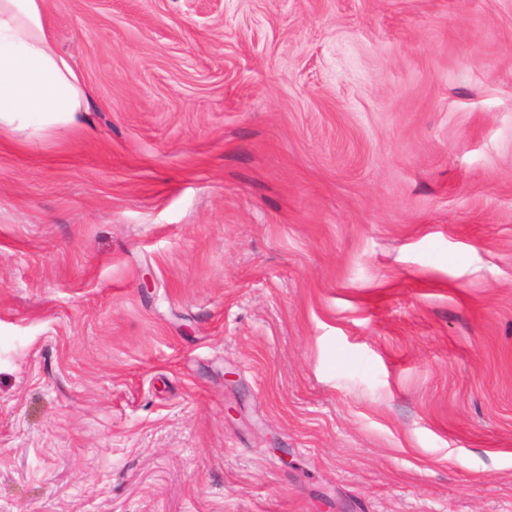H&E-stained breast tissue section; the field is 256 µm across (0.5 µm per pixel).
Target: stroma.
Here are the masks:
<instances>
[{
    "label": "stroma",
    "mask_w": 512,
    "mask_h": 512,
    "mask_svg": "<svg viewBox=\"0 0 512 512\" xmlns=\"http://www.w3.org/2000/svg\"><path fill=\"white\" fill-rule=\"evenodd\" d=\"M46 4L0 512H512V0Z\"/></svg>",
    "instance_id": "stroma-1"
}]
</instances>
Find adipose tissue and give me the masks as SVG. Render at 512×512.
Instances as JSON below:
<instances>
[{"label":"adipose tissue","instance_id":"obj_1","mask_svg":"<svg viewBox=\"0 0 512 512\" xmlns=\"http://www.w3.org/2000/svg\"><path fill=\"white\" fill-rule=\"evenodd\" d=\"M85 97L55 48L45 0H0V131L69 124Z\"/></svg>","mask_w":512,"mask_h":512}]
</instances>
